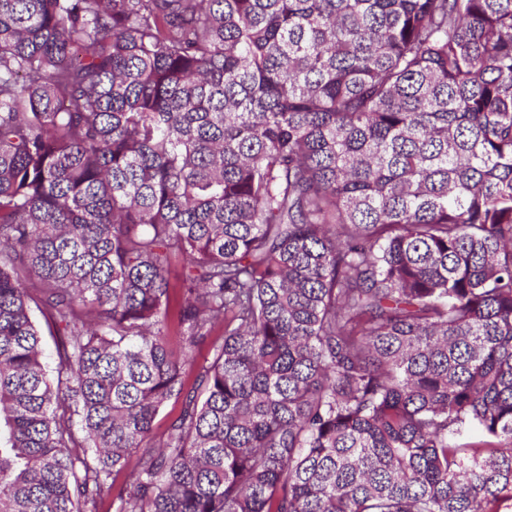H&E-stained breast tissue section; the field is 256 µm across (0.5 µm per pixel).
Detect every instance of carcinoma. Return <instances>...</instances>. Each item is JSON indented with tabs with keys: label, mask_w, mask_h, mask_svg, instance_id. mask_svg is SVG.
<instances>
[{
	"label": "carcinoma",
	"mask_w": 512,
	"mask_h": 512,
	"mask_svg": "<svg viewBox=\"0 0 512 512\" xmlns=\"http://www.w3.org/2000/svg\"><path fill=\"white\" fill-rule=\"evenodd\" d=\"M506 494L512 0H0V512Z\"/></svg>",
	"instance_id": "carcinoma-1"
}]
</instances>
